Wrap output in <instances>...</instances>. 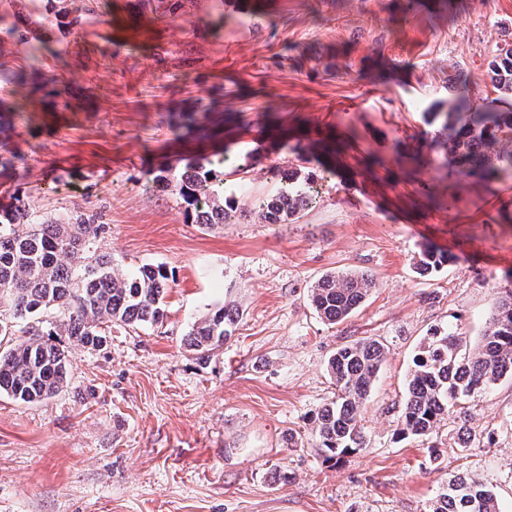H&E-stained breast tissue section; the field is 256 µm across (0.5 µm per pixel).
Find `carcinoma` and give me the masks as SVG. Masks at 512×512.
Returning <instances> with one entry per match:
<instances>
[{"mask_svg": "<svg viewBox=\"0 0 512 512\" xmlns=\"http://www.w3.org/2000/svg\"><path fill=\"white\" fill-rule=\"evenodd\" d=\"M501 100L512 101V45L499 47L490 62ZM449 106L438 102L430 113L446 131L437 141L441 157L453 162L478 182L487 184L512 177V153L501 146L512 141V111H488L471 106L468 82L460 77ZM156 181L175 184L196 223L229 224L232 206L224 201L223 180L205 158L188 162L183 170L162 169ZM308 205L305 193L288 182L277 193L260 200L257 214L264 224H288ZM24 224L19 233L15 226ZM97 227L82 212L65 223L42 218L22 206L0 215V295L12 299L10 317H0V392L23 402L47 399L66 383L68 350L45 333L36 317L46 309L61 310L59 326L74 346L99 348L105 342L101 324L128 326L157 324L164 319L162 300L170 288L161 267L145 266L130 279L120 274L112 257L97 252ZM450 260V255L425 245L416 269L426 272ZM364 272L341 270L321 277L311 291V304L320 317L335 324L352 315L375 288ZM240 311L226 304L197 320L188 348L205 358L232 336ZM24 324V339L3 345ZM386 358V346L372 337L348 343L327 362L335 386L334 397L313 421L312 434L331 459L339 460L365 447L361 413ZM512 381V281L500 289L492 320L475 351L462 333L450 326L424 337L412 359L398 433L404 438L436 441L440 425L456 406L481 397L498 383ZM475 431L460 419L453 452L463 457ZM432 512H501L496 494L480 481L459 474L440 493Z\"/></svg>", "mask_w": 512, "mask_h": 512, "instance_id": "obj_1", "label": "carcinoma"}]
</instances>
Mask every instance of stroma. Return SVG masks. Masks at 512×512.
I'll return each instance as SVG.
<instances>
[{
	"mask_svg": "<svg viewBox=\"0 0 512 512\" xmlns=\"http://www.w3.org/2000/svg\"><path fill=\"white\" fill-rule=\"evenodd\" d=\"M510 43L512 0H183L173 16L147 0H0V97L15 106L0 117V207L84 212L127 277L153 265L171 279L163 322L71 347L56 396L0 395V512H431L459 473L512 512V382L471 405L464 458L396 432L419 342L456 326L476 347L512 272V179L451 164L407 178L401 157H436L427 112L458 73L474 105L495 104L488 64ZM186 114L195 126L177 133ZM331 132L335 159L298 162L293 144ZM196 157L223 173L233 223H193L154 184ZM291 166L311 204L261 223L273 168ZM426 244L453 262L420 275ZM345 268L376 286L330 324L310 291ZM229 301L234 336L199 358L191 327ZM367 336L388 353L366 445L334 464L312 418L334 393L329 356Z\"/></svg>",
	"mask_w": 512,
	"mask_h": 512,
	"instance_id": "obj_1",
	"label": "stroma"
}]
</instances>
